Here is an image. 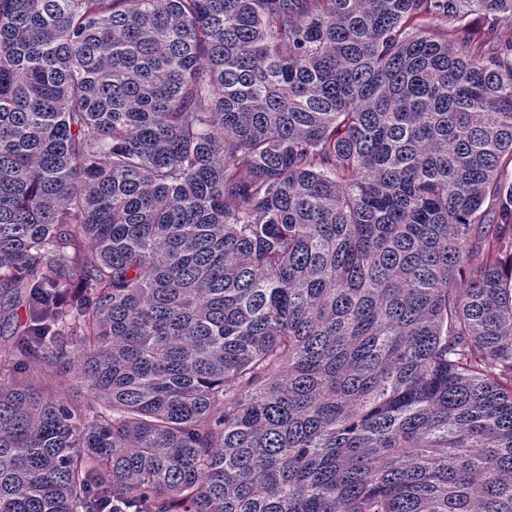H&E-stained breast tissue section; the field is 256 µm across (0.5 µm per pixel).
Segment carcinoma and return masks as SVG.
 Wrapping results in <instances>:
<instances>
[{"instance_id": "1", "label": "carcinoma", "mask_w": 512, "mask_h": 512, "mask_svg": "<svg viewBox=\"0 0 512 512\" xmlns=\"http://www.w3.org/2000/svg\"><path fill=\"white\" fill-rule=\"evenodd\" d=\"M501 23L0 0V512H512Z\"/></svg>"}]
</instances>
